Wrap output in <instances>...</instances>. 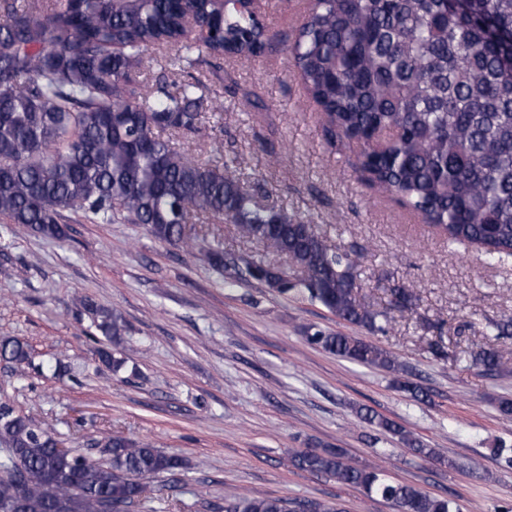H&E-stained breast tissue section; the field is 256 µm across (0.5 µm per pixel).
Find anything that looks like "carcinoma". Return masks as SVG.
<instances>
[{
	"label": "carcinoma",
	"mask_w": 512,
	"mask_h": 512,
	"mask_svg": "<svg viewBox=\"0 0 512 512\" xmlns=\"http://www.w3.org/2000/svg\"><path fill=\"white\" fill-rule=\"evenodd\" d=\"M0 219L19 233L61 239L70 215L96 223L144 224L188 250L183 225L201 217L233 225L278 266L208 252L219 274L233 271L282 295L317 302L370 333L389 321L357 295L361 255L332 246L303 217L257 200L240 174L245 159L210 165L176 151L172 136L196 133L208 87L190 75L148 85L145 61L187 72L199 53L180 16L207 26L214 57L249 61L270 46L250 0H33L0 5ZM287 50L321 107L329 142L362 145L365 182L397 198L448 241L475 244L491 260L512 257V0H311ZM388 307L415 306L413 290L385 286ZM85 311L114 346L121 315L84 298ZM494 342L475 364L506 373L496 346L512 319L488 323ZM306 341L365 367L393 371L397 360L366 336L315 328ZM26 343L0 339V360L29 363ZM361 418L399 435L413 451L433 450L369 411ZM57 432L0 401V512H130L144 481L184 461L148 438L107 433L94 442L105 459L57 452ZM288 467L358 487L396 512H460L389 479L384 466L349 464L342 448H300ZM224 512H342L318 500L229 496Z\"/></svg>",
	"instance_id": "1"
}]
</instances>
